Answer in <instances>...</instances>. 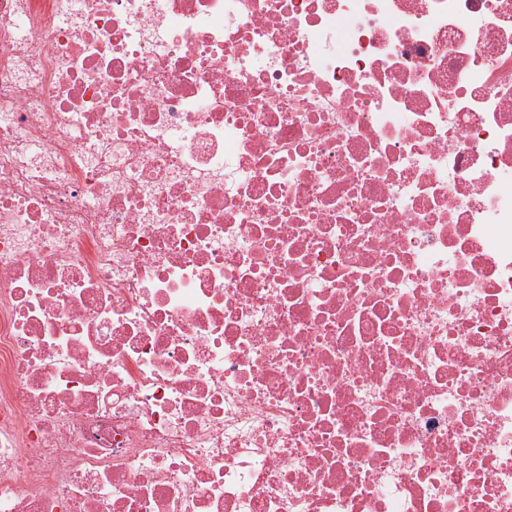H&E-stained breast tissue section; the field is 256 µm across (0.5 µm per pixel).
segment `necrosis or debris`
<instances>
[{
  "label": "necrosis or debris",
  "instance_id": "1",
  "mask_svg": "<svg viewBox=\"0 0 512 512\" xmlns=\"http://www.w3.org/2000/svg\"><path fill=\"white\" fill-rule=\"evenodd\" d=\"M0 512H512V0H0Z\"/></svg>",
  "mask_w": 512,
  "mask_h": 512
}]
</instances>
